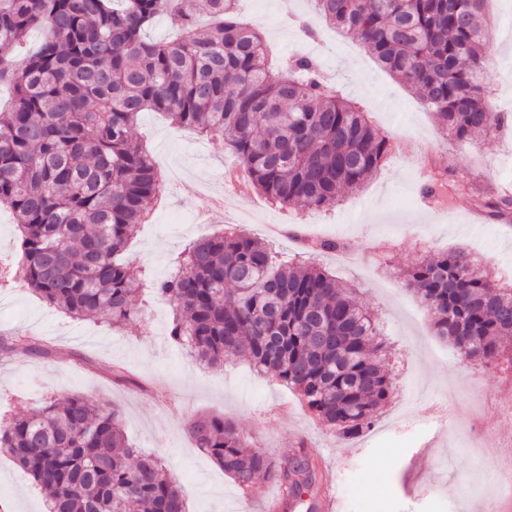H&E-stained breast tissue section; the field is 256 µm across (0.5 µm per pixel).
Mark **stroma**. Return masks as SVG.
Returning a JSON list of instances; mask_svg holds the SVG:
<instances>
[{"label": "stroma", "mask_w": 512, "mask_h": 512, "mask_svg": "<svg viewBox=\"0 0 512 512\" xmlns=\"http://www.w3.org/2000/svg\"><path fill=\"white\" fill-rule=\"evenodd\" d=\"M239 9L279 54L316 56L326 76L367 112L372 127L392 138L394 154L360 189L341 192L332 210L282 208L252 192L230 215L211 216L199 185L221 187L233 156L219 139L175 128L161 113H142L135 137L163 169L183 173L166 186L152 222L138 225L124 254L146 268L138 299L143 312L115 330L104 321L67 318L28 291L0 288V334L28 330L56 349L49 360L20 351L0 354V419L75 393L116 405L129 444L160 453L189 512H264L275 491L261 479L242 494L196 448L187 426L206 413L234 420L276 458L293 456L298 439H305L318 464L336 472L338 512H499L512 492L494 488L493 473L512 463V426L501 419L498 403L512 375L465 360L435 336L399 271L463 247L482 268L512 284V213L491 221L467 200L444 207L422 192L428 172L445 168L482 194L512 186V127L466 141L445 134L414 91L383 70L357 39L326 25L317 39H304L299 21L313 14L310 0H240ZM484 16L489 100L495 110L512 113V0H487ZM241 224L262 239L266 225L282 224L310 237L350 242L352 260L342 264L329 253L317 261L353 286L359 304L384 323L385 361L397 397L369 433L340 440L292 391L254 373L247 360L201 369L171 340V310L156 297L153 282L167 276L194 240ZM452 388L460 399L449 419L422 421L423 411ZM1 502L10 512L45 509L40 489L3 454Z\"/></svg>", "instance_id": "1"}]
</instances>
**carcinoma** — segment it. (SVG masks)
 <instances>
[{
    "instance_id": "carcinoma-1",
    "label": "carcinoma",
    "mask_w": 512,
    "mask_h": 512,
    "mask_svg": "<svg viewBox=\"0 0 512 512\" xmlns=\"http://www.w3.org/2000/svg\"><path fill=\"white\" fill-rule=\"evenodd\" d=\"M315 2L320 20L358 39L457 139L512 121L488 99L483 0ZM162 15L180 35L147 40ZM201 15L211 20L202 36ZM34 28L45 32L39 48L0 65V84L13 92L0 110V206L16 219L15 277L73 320L121 326L140 315L143 270L123 253L163 193L151 153L132 135L142 113L222 140L250 187L282 207L330 209L389 152L316 59L294 54L271 75L268 41L239 19L236 0H0V54L14 55ZM444 185L451 200L463 192L443 172L424 189ZM479 207L504 214L512 193ZM404 279L436 336L467 359L512 366L511 286L463 250L417 263ZM153 288L187 357L206 368L247 359L340 439L371 431L395 394L377 317L314 260L284 265L268 243L234 228L195 241ZM16 349L53 354L25 332L0 337L3 354ZM189 434L244 492L263 477L287 501L315 494L302 441L299 454L278 460L222 416L197 418ZM1 452L48 493L47 512H187L162 460L131 448L119 411L88 395L0 421Z\"/></svg>"
}]
</instances>
